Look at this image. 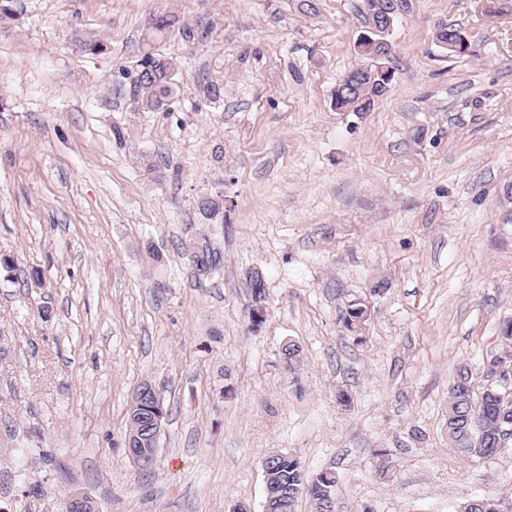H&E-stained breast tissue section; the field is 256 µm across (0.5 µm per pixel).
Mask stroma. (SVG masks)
Wrapping results in <instances>:
<instances>
[{
  "label": "stroma",
  "mask_w": 512,
  "mask_h": 512,
  "mask_svg": "<svg viewBox=\"0 0 512 512\" xmlns=\"http://www.w3.org/2000/svg\"><path fill=\"white\" fill-rule=\"evenodd\" d=\"M316 4L10 0L0 512H62L75 492L99 512H263L276 451L334 471L337 512H512V440L478 459L447 429L457 369L486 386L512 347V0H409L370 112L331 105L362 61L360 0ZM445 24L469 55L436 44ZM148 54L176 65L157 111L138 102ZM145 382L168 410L146 472L125 446ZM248 278L250 285L252 286V288H254L251 289L250 316L252 322L256 325H259L261 321L265 319V308L263 307L264 289H262L260 294V298L262 299L260 304L263 306L258 304L259 300L256 299L254 291H257L259 288H262V285L264 284V278L262 273L257 269H254L251 272H249Z\"/></svg>",
  "instance_id": "stroma-1"
}]
</instances>
